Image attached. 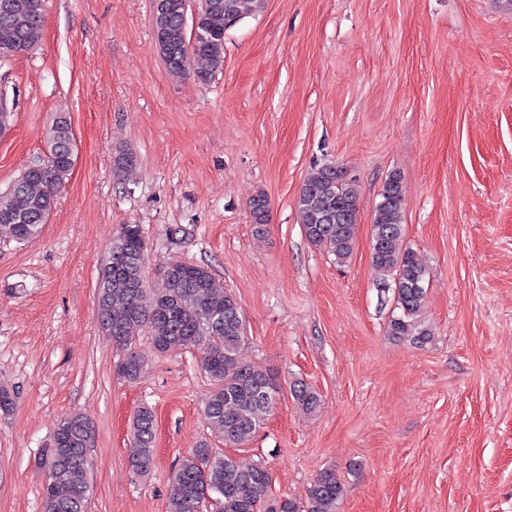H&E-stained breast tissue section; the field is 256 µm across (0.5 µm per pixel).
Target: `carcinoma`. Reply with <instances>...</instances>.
I'll return each mask as SVG.
<instances>
[{
  "instance_id": "cac0c4a2",
  "label": "carcinoma",
  "mask_w": 512,
  "mask_h": 512,
  "mask_svg": "<svg viewBox=\"0 0 512 512\" xmlns=\"http://www.w3.org/2000/svg\"><path fill=\"white\" fill-rule=\"evenodd\" d=\"M10 14L0 16V62L12 59L40 43L44 26V0H10ZM169 10L152 19V28L170 38L166 65L170 73L208 82L224 65V33L247 14L262 7L263 0H200L196 17H187L186 0H167ZM49 151L66 154L69 142L60 123H55ZM136 162L133 153L120 150L113 170L121 174ZM71 170L64 163L41 174L24 171L0 193V212L17 217L0 219L17 242L36 238L53 210L57 192ZM371 224V267L375 280L393 292V311L386 327L389 336L416 346L431 341V329L420 312L426 295V268L414 252L402 248V216L405 199L402 177L392 172L379 193ZM359 190L356 180L333 165L318 168L304 183L296 202L299 222L307 240L346 262L353 251L358 221ZM252 222L257 231L268 223L269 204L259 193L250 200ZM28 225L27 236L17 225ZM139 226L125 225L112 243L109 261L121 266L109 274L104 266L98 279V303L105 312L100 325L113 344L123 351L120 372L129 382L139 380L147 362L133 348L135 336L146 332L159 352L182 346L200 349L202 369L213 382L204 417L220 433L224 443L246 445L260 431L273 406L258 398V391L276 384L275 377L239 358L245 340L241 309L236 297L215 289L211 272L200 265L174 262L168 265L165 288L147 293L139 287L146 249L141 246ZM291 393L298 404L312 412L320 404L316 390L299 382ZM72 434L74 446L65 454L49 443L42 449L40 464L47 473L43 487V512H87L89 460L84 434L88 423L77 414L60 420L55 431ZM135 452L130 458L134 473L144 475L154 465L155 416L139 409L133 419ZM272 478L257 463L244 467L232 457L204 444L183 457L173 472L167 512H261L269 499ZM341 492L336 470L320 473L298 503L285 498L268 512H335Z\"/></svg>"
}]
</instances>
